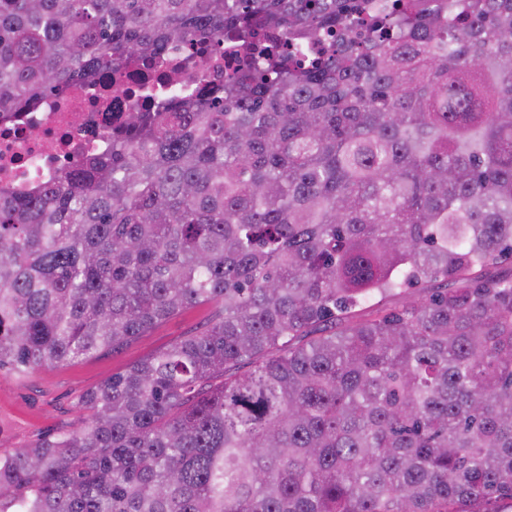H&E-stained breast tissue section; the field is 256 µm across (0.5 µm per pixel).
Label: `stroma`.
<instances>
[{
    "label": "stroma",
    "instance_id": "1",
    "mask_svg": "<svg viewBox=\"0 0 512 512\" xmlns=\"http://www.w3.org/2000/svg\"><path fill=\"white\" fill-rule=\"evenodd\" d=\"M210 314L206 306L186 310L113 356H94L26 374H0V455L80 429L86 413L78 402L87 392L130 364L199 330Z\"/></svg>",
    "mask_w": 512,
    "mask_h": 512
}]
</instances>
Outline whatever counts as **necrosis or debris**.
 <instances>
[{
  "instance_id": "4bbe7bcc",
  "label": "necrosis or debris",
  "mask_w": 512,
  "mask_h": 512,
  "mask_svg": "<svg viewBox=\"0 0 512 512\" xmlns=\"http://www.w3.org/2000/svg\"><path fill=\"white\" fill-rule=\"evenodd\" d=\"M168 64L163 75L134 65L120 85L107 73L96 84L71 83L21 118L1 124L0 187L28 188L74 163L80 150L106 145L113 113L127 109L132 89L142 83L163 81L169 98L176 99L196 87L198 71H205L214 85L223 83L226 72L223 52L196 44L172 47Z\"/></svg>"
}]
</instances>
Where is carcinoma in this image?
<instances>
[{
	"label": "carcinoma",
	"mask_w": 512,
	"mask_h": 512,
	"mask_svg": "<svg viewBox=\"0 0 512 512\" xmlns=\"http://www.w3.org/2000/svg\"><path fill=\"white\" fill-rule=\"evenodd\" d=\"M194 41L223 84H143L103 149L0 188V373L213 308L0 456V512H500L512 0H0V122Z\"/></svg>",
	"instance_id": "cac0c4a2"
}]
</instances>
